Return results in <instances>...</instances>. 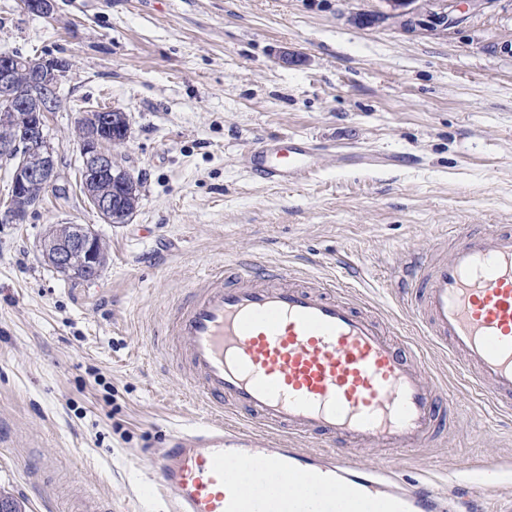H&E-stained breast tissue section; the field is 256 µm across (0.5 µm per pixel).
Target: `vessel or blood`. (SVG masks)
<instances>
[{
  "mask_svg": "<svg viewBox=\"0 0 512 512\" xmlns=\"http://www.w3.org/2000/svg\"><path fill=\"white\" fill-rule=\"evenodd\" d=\"M252 177L298 183L317 164L305 142L250 151ZM188 291L164 325L183 344L187 382L209 413L174 429L156 478L173 512H445L429 483L398 487L389 469L361 468L350 452L410 450L434 441L448 418L426 363L373 308L335 283L236 262ZM416 324L451 355L468 384L512 410V225L459 233L445 258L412 252L397 281ZM341 445L343 455L273 448L270 434ZM278 476L249 493L227 462Z\"/></svg>",
  "mask_w": 512,
  "mask_h": 512,
  "instance_id": "b4317fda",
  "label": "vessel or blood"
}]
</instances>
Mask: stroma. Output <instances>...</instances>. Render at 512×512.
Wrapping results in <instances>:
<instances>
[{
  "mask_svg": "<svg viewBox=\"0 0 512 512\" xmlns=\"http://www.w3.org/2000/svg\"><path fill=\"white\" fill-rule=\"evenodd\" d=\"M457 5L444 34L406 26L389 0H54L48 18L0 0V53L71 63L46 118L69 197L47 192L26 223L0 224V496L21 512L97 496L170 512L154 463L171 430L208 415L155 335L241 258L349 286L445 389L435 441L355 461L471 501L512 495V413L483 403L390 282L409 247L448 256L451 227L512 225V0ZM102 108L128 114L112 154L142 180L125 224L78 186L77 121ZM285 134L320 144L317 174L254 179L248 148ZM70 223L100 235L97 279L41 257L49 228Z\"/></svg>",
  "mask_w": 512,
  "mask_h": 512,
  "instance_id": "1",
  "label": "stroma"
}]
</instances>
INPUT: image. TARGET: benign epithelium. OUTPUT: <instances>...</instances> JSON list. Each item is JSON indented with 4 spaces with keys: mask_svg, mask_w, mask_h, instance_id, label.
Wrapping results in <instances>:
<instances>
[{
    "mask_svg": "<svg viewBox=\"0 0 512 512\" xmlns=\"http://www.w3.org/2000/svg\"><path fill=\"white\" fill-rule=\"evenodd\" d=\"M19 7L43 17L53 12L52 0H21ZM454 11L455 0H446L440 11L414 23L446 31L458 23ZM21 68L26 70L33 88L28 96L15 91L14 74ZM69 70L68 60L61 57L20 59L10 53L0 54V128L11 131L10 137L0 139V159L7 162L10 170L9 195L0 197L1 224H20L27 219L32 209L33 188H62L58 150L48 140L45 126L47 114L56 109ZM84 125V135L78 143L81 192L103 221L119 224L123 215L116 206V198L99 191L96 184L107 180L124 190L136 187L135 179L112 156V145L128 137V115L115 109L91 112L85 115ZM63 228L65 234L43 240V260L65 276L81 271L87 279H96L103 270L100 237L92 227L83 224H65Z\"/></svg>",
    "mask_w": 512,
    "mask_h": 512,
    "instance_id": "benign-epithelium-1",
    "label": "benign epithelium"
}]
</instances>
